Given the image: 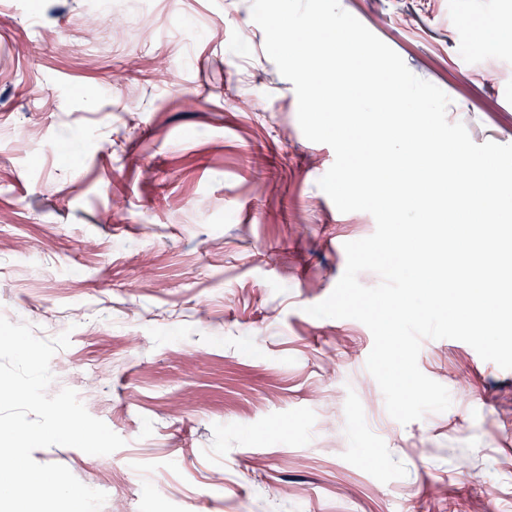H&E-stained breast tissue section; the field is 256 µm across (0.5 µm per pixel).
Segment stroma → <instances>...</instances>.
Here are the masks:
<instances>
[{"label": "stroma", "instance_id": "1", "mask_svg": "<svg viewBox=\"0 0 512 512\" xmlns=\"http://www.w3.org/2000/svg\"><path fill=\"white\" fill-rule=\"evenodd\" d=\"M340 4L475 143L512 144V81L482 78L512 47L456 23L512 0ZM252 23L251 0H0V315L68 333L49 394L124 441L35 461L111 484L102 512H512V370L423 340L452 405L403 425L370 390V330L307 314L376 224L320 189L334 151L263 30L239 44Z\"/></svg>", "mask_w": 512, "mask_h": 512}]
</instances>
